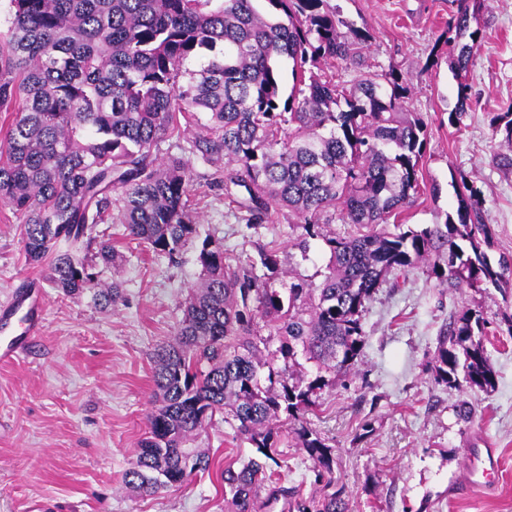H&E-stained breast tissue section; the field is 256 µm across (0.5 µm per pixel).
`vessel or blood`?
Masks as SVG:
<instances>
[{"label":"vessel or blood","instance_id":"vessel-or-blood-1","mask_svg":"<svg viewBox=\"0 0 512 512\" xmlns=\"http://www.w3.org/2000/svg\"><path fill=\"white\" fill-rule=\"evenodd\" d=\"M44 305L39 289L14 290L9 300L0 306V362L16 360L21 336L40 332V313ZM468 465L462 491H482L495 487L500 472V459L492 448H471L467 451Z\"/></svg>","mask_w":512,"mask_h":512}]
</instances>
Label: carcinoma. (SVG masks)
<instances>
[{
	"mask_svg": "<svg viewBox=\"0 0 512 512\" xmlns=\"http://www.w3.org/2000/svg\"><path fill=\"white\" fill-rule=\"evenodd\" d=\"M460 0L448 29L458 45L450 61L457 102L448 123L469 108V64L480 39ZM0 43V112L15 118L0 141V203L23 224L26 258L49 261V281L68 295L89 293L115 305L122 285L102 283L96 260L117 268L106 241L82 253L89 224H122L134 239L177 262L198 237L190 208L194 176L187 160L159 158L161 143L208 123L189 154L213 168L207 186L224 200L243 237L260 235L288 212L301 229L302 254L321 239L329 253L319 284L301 281L283 295L277 252L254 243L257 257L224 249L206 235L198 246L201 278L184 302L173 339L154 372L150 431L125 483L155 493L210 470L209 456L186 447L220 413L255 454L224 466L231 512H353L336 487L334 446L308 425L318 391L353 370L365 345L363 315L386 277L420 263L438 285L498 291L512 286V259L491 260L492 230L479 191L457 192L455 213L422 228L389 225L418 193L424 122L407 109L410 86L390 68L349 84L323 66L357 63L371 35L343 21L331 0H10ZM201 59L199 70L188 67ZM291 65L283 94L279 64ZM511 155L512 112L490 121ZM360 230L326 232L329 212ZM485 321L466 310L440 331L436 380L472 390L495 386L482 343ZM318 365L294 377L298 356ZM282 421L313 463L320 493L272 487Z\"/></svg>",
	"mask_w": 512,
	"mask_h": 512,
	"instance_id": "1",
	"label": "carcinoma"
}]
</instances>
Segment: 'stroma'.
I'll use <instances>...</instances> for the list:
<instances>
[{"label": "stroma", "mask_w": 512, "mask_h": 512, "mask_svg": "<svg viewBox=\"0 0 512 512\" xmlns=\"http://www.w3.org/2000/svg\"><path fill=\"white\" fill-rule=\"evenodd\" d=\"M336 2L344 19L372 35L361 65L345 79L396 68L411 85L409 111L427 126L420 192L401 223H443L463 177L480 189L483 220L494 227L491 259L512 257V167L497 161L500 141L490 127L494 115L512 109V0H487L477 18L471 107L458 129L448 123L457 82L446 42L457 0ZM434 53L438 64L427 67ZM194 201L200 235L250 251L223 191L198 185ZM294 237L284 216L260 232L290 272L277 282L283 289L293 276L320 282L325 268L322 241H312L304 257ZM85 239L94 247L111 242L122 257L119 267H97L103 282L123 286L115 305L52 288L47 265L28 263L22 226L0 204V302L30 279L45 298L41 334L20 358L0 363V512H30L44 501L56 512H225L220 473L252 449L220 414L193 442L211 457L210 472L151 495L124 482L149 430L155 354L174 336L199 278L195 244L174 265L121 224L89 225ZM468 309L487 321L484 346L498 379L487 392L436 383L431 371L441 328ZM364 327L355 370L321 390L318 410L308 415L335 445L336 482L354 512H512V289L441 288L425 268H414L388 277L367 305ZM464 402L475 408L466 421L457 414ZM484 439L500 454L498 483L486 494H459L465 450ZM281 451L275 479L314 494L306 454L291 438Z\"/></svg>", "instance_id": "35a3bbf8"}]
</instances>
